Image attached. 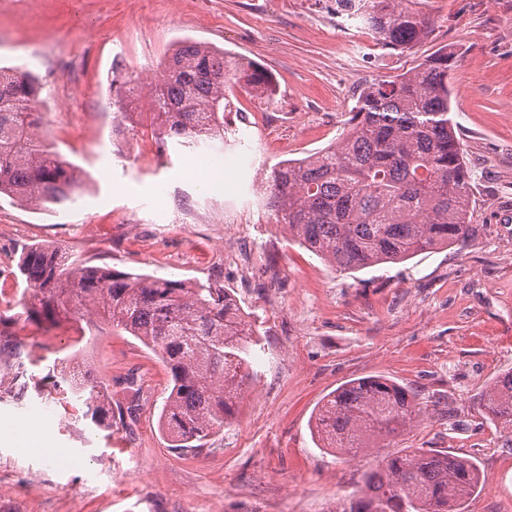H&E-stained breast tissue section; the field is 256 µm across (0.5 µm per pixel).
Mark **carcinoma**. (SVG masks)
<instances>
[{"mask_svg":"<svg viewBox=\"0 0 512 512\" xmlns=\"http://www.w3.org/2000/svg\"><path fill=\"white\" fill-rule=\"evenodd\" d=\"M406 0H357L356 19L389 48L421 41L428 22ZM454 53L442 49L392 80L358 95L338 140L301 159L274 166L265 207L299 245L340 272L405 262L427 250L464 243L471 223L473 172L450 117ZM164 75L148 84L155 112L149 126L194 150L224 138L226 91L237 84L274 95L264 68L191 40L177 44ZM137 79L111 80L112 107L125 113ZM38 78L0 67V195L37 209L75 202L79 170L42 137L36 109ZM27 297L0 310V325L23 320L57 326L78 309L98 316L157 353L172 382L159 413L169 447H204L229 426L238 400L254 380L249 356L255 330L224 287L90 265L60 248L31 246L17 263ZM48 375L84 401L91 422L112 427V406L87 373L52 365ZM481 410L501 433L512 434V372L491 380ZM415 395L384 376L352 379L315 413L313 433L334 455H366L418 420ZM485 475L473 460L442 450L405 448L365 471L361 487L330 512H463Z\"/></svg>","mask_w":512,"mask_h":512,"instance_id":"cac0c4a2","label":"carcinoma"}]
</instances>
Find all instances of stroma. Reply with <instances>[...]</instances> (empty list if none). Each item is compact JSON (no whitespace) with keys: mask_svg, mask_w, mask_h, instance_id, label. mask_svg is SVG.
<instances>
[{"mask_svg":"<svg viewBox=\"0 0 512 512\" xmlns=\"http://www.w3.org/2000/svg\"><path fill=\"white\" fill-rule=\"evenodd\" d=\"M430 20L407 50L360 29L352 51L322 0H0V66L36 75L43 135L104 198L32 210L0 197V265L17 270L24 247H58L91 264L226 288L258 330L245 392L231 426L203 450L168 448L159 428L170 376L139 340L95 320L78 354L112 392L111 431L93 426L69 395L32 385L0 396V512H321L347 496L372 457L345 461L318 448L315 411L360 377L383 375L417 395L416 425L387 451L434 448L473 459L486 485L465 512L512 504V444L478 403L489 380L512 371V0H407ZM189 39L270 70L274 97L230 87L236 109L225 135L253 150L252 184L220 192L191 175L229 169L227 145L190 151L168 144L143 161L137 133L146 88L179 41ZM455 54L451 116L474 173L466 244L400 264L339 273L274 223L255 185L279 161L333 144L360 87L392 79L440 49ZM138 75L133 108L114 120L113 71ZM234 232L257 265L224 263ZM77 325L11 327L47 373ZM138 374L132 404L123 380ZM70 454L77 466L54 459Z\"/></svg>","mask_w":512,"mask_h":512,"instance_id":"obj_1","label":"stroma"}]
</instances>
